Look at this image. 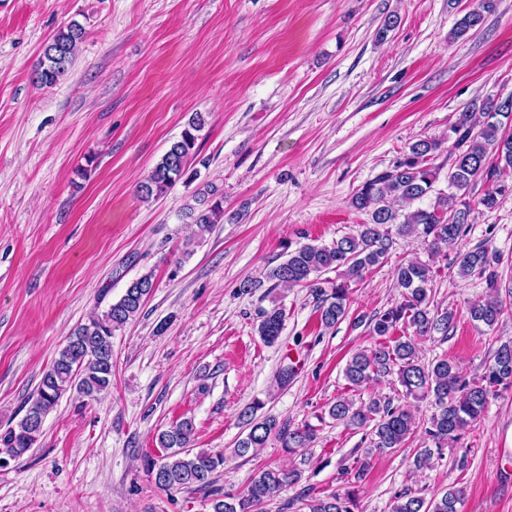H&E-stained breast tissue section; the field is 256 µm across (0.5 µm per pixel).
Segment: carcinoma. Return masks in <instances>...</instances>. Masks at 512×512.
Here are the masks:
<instances>
[{"instance_id":"carcinoma-1","label":"carcinoma","mask_w":512,"mask_h":512,"mask_svg":"<svg viewBox=\"0 0 512 512\" xmlns=\"http://www.w3.org/2000/svg\"><path fill=\"white\" fill-rule=\"evenodd\" d=\"M496 0H476V5L455 23L452 36L460 38L482 24L495 10ZM84 36L82 26L72 21L58 30L42 46L34 83L56 84L72 66ZM512 120V95L487 99L476 112H461L449 127L454 135V160L448 170L447 190L435 189L439 168L429 164L442 141L419 140L392 167L364 182L353 193L349 206L368 216V222L329 244L304 243L286 252V258L269 268L265 281L269 290L301 286L310 290L316 301L321 325L336 326L349 311L352 286L368 271L384 264L398 238L418 240L427 247L429 260H408L394 269L395 285L401 301L372 315L370 332L377 341L346 361L343 375L350 387L358 388L372 380L390 379L399 386L397 398L378 397L360 405L349 396L331 401L321 422L329 418L347 428H369V447L365 456L401 448L415 429L421 428L433 447L423 448L413 465L421 469L432 463L434 453L451 447L483 416L490 400L512 391V342L499 345L476 378L468 379L460 367L446 356L424 363L419 358L418 341L435 333L448 337L455 313L433 306L435 271L433 263L448 256V244L463 239L470 231L473 207L496 208L500 197L509 191L504 184L512 170V134L503 132L502 119ZM204 125L201 114L189 120L178 139L172 141L147 179L138 187L144 199L159 196L188 173L190 159L196 155V132ZM482 184L483 193L469 196L471 187ZM433 204L419 206L431 193ZM186 207L184 215L200 234L210 231L224 219V193L213 185ZM499 257L479 245L456 253L449 266L463 278L485 282L488 294L472 301L471 320L491 328L507 309L512 298V281L505 282L498 271ZM336 273L332 281L325 274ZM263 281V282H265ZM260 280L240 284L243 293L263 286ZM155 288V275L149 270L134 279L120 298L77 327L68 337L35 393L28 400L25 414L17 422L0 428V458L20 460L39 441L46 416L68 391L90 399L109 389L112 381V335L135 320L145 300ZM285 311L279 304L260 312L257 333L267 344L276 343L284 329ZM412 331L409 336L393 337L397 331ZM427 400L428 416L420 419L412 402ZM265 403L253 401L239 415L245 434L233 448L236 457L254 455L277 438L290 455H302L316 438L317 429L306 423L296 428L262 412ZM192 420L183 419L157 435L164 454L146 457L144 467L155 486L163 491L211 490L215 475L224 468V453L192 452ZM301 470L266 466L251 478L246 491L226 493L211 502L212 512H262V505L295 485ZM464 491L448 486L442 493L427 498L404 491L395 496L391 512H461ZM357 490L334 492L307 504L309 512H358Z\"/></svg>"}]
</instances>
